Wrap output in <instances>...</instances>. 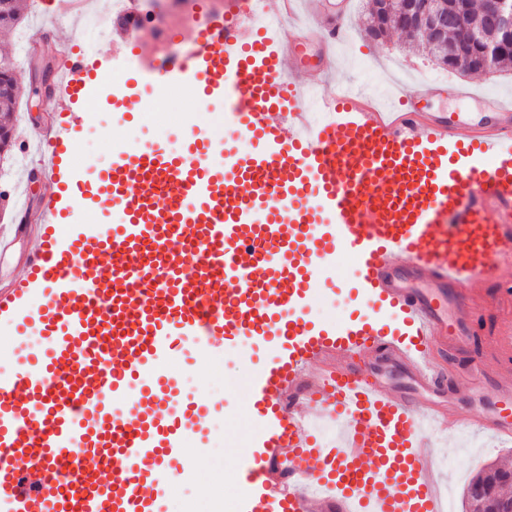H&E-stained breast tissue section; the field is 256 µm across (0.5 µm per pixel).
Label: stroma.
Returning <instances> with one entry per match:
<instances>
[{
	"label": "stroma",
	"instance_id": "obj_1",
	"mask_svg": "<svg viewBox=\"0 0 512 512\" xmlns=\"http://www.w3.org/2000/svg\"><path fill=\"white\" fill-rule=\"evenodd\" d=\"M23 20L19 27L0 29V52H8L16 64L19 94L14 113L15 136L8 153L0 158V192L9 196L8 214L22 213L26 231L6 227L0 222V241L9 245L0 255V289L10 287L27 273V262L41 249L36 226L51 194L49 183L42 176H31L33 156L24 152L29 134L44 135L54 129L57 121L54 95L33 78L29 57L18 44L19 32H29L30 43L48 42L57 52L80 51L87 39L86 30L74 27L53 14L51 0H19ZM369 0H349L348 25L351 39L340 51L342 79L360 84L376 80L383 73L402 77L406 88L417 81L445 82L446 88L421 103L425 112L448 113L459 134H467L479 113L495 111L494 97L512 96V70L493 74L461 75L432 62L420 52L405 47V39L392 34L387 40L368 38L363 21ZM136 8L142 15V39L138 45L125 41L120 33L95 42L91 55L104 70L135 80L146 68L152 56L175 53L178 43L194 41L200 26L211 17L222 15L225 0H183L177 7L161 4L150 9L147 0H138ZM467 85L478 90L473 99L461 100L450 94V87ZM145 92H137L123 101V113H116L104 96L93 93L91 101L82 102L81 143L74 155L73 166L105 167L109 162L107 137L125 139L128 147L143 146L155 141L178 145L189 126L207 130L225 143L243 147L244 142L227 124L214 122V115L223 113L222 102H213L209 111H199L191 94L171 86L150 100L149 110H142ZM346 257L330 263L324 269L325 281L314 297L307 313L318 325L333 326L348 319L352 303L345 292L334 289L333 280L345 277ZM266 360V351L248 338L225 348L223 356L188 359L180 354L173 357L165 370L180 392L213 404L223 405V412L214 414L205 448H198L195 438H188L186 447L197 448V459L204 470L193 473L192 480H176L168 500V512H211L214 500L240 501L244 488L240 478L242 448L257 423L247 409L251 380ZM465 449L457 451L431 438L430 446L444 466L439 470L441 483H453L455 495H462L466 484L484 466L502 461L512 466V441H497L490 437L466 433L462 436Z\"/></svg>",
	"mask_w": 512,
	"mask_h": 512
}]
</instances>
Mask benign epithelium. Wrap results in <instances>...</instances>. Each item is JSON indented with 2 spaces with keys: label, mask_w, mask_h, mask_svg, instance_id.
I'll use <instances>...</instances> for the list:
<instances>
[{
  "label": "benign epithelium",
  "mask_w": 512,
  "mask_h": 512,
  "mask_svg": "<svg viewBox=\"0 0 512 512\" xmlns=\"http://www.w3.org/2000/svg\"><path fill=\"white\" fill-rule=\"evenodd\" d=\"M374 23L368 36L374 40L385 38L386 20L397 14L406 31L420 34L437 48L436 62L450 70L466 66L471 70L493 72L496 61L512 51V0H482L483 26H464L467 0H372ZM493 30L496 38L488 40L483 28ZM465 29V34L448 39V30ZM54 49L41 52L42 65L34 71L41 85H50L51 59Z\"/></svg>",
  "instance_id": "obj_1"
}]
</instances>
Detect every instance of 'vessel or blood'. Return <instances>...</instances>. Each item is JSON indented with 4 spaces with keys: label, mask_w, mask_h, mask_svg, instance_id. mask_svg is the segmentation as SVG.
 <instances>
[{
    "label": "vessel or blood",
    "mask_w": 512,
    "mask_h": 512,
    "mask_svg": "<svg viewBox=\"0 0 512 512\" xmlns=\"http://www.w3.org/2000/svg\"><path fill=\"white\" fill-rule=\"evenodd\" d=\"M228 2L147 72L200 108L223 101L244 151L204 130L177 148L117 144L84 190L69 166L81 127L70 105L105 72L63 54V119L27 145L54 187L43 248L0 292V322L15 329L0 345V512H167L177 473L192 471L185 440L215 408L179 399L161 367L178 347L220 356L242 336L277 352L252 381L248 410L263 427L242 454L240 512H446L428 434L512 440V379L494 373L512 362V320L469 371L446 366L467 350L473 317L512 310L510 293L471 291L512 285V104L467 136L404 95L379 111L332 83L344 13L284 34L257 28L265 0ZM310 34L322 61L300 81ZM90 196L115 207L116 224L73 223ZM344 252L365 311L312 326L320 266ZM451 379L476 397L495 380L496 408L463 417ZM30 472L42 475L33 487Z\"/></svg>",
    "instance_id": "obj_1"
}]
</instances>
